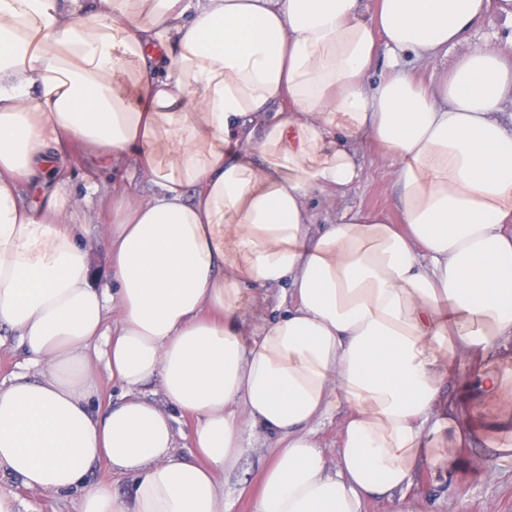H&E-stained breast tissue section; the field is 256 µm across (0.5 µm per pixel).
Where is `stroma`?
<instances>
[{
    "label": "stroma",
    "instance_id": "obj_1",
    "mask_svg": "<svg viewBox=\"0 0 512 512\" xmlns=\"http://www.w3.org/2000/svg\"><path fill=\"white\" fill-rule=\"evenodd\" d=\"M481 41L503 51L512 49V24L498 12H490L472 30L467 41L448 52L449 60L464 54L470 43ZM363 177L349 188L343 198L314 197L311 202L313 221L325 223L332 206L341 204L387 216L398 221L396 188L393 184V162L373 150L362 152ZM72 204L85 209V186L89 183L109 188L112 175L98 169L79 146L69 149L67 169ZM271 439L262 431L247 436V446L237 468L224 477V512H252L253 498L258 490ZM454 478L442 490L434 486L427 471H419L412 488L401 504L376 497L364 502L362 512H512V460L490 456L488 449L455 448ZM18 497V512H77L78 493L59 495L32 493L11 480L0 481Z\"/></svg>",
    "mask_w": 512,
    "mask_h": 512
}]
</instances>
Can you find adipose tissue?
Listing matches in <instances>:
<instances>
[{
    "label": "adipose tissue",
    "instance_id": "adipose-tissue-1",
    "mask_svg": "<svg viewBox=\"0 0 512 512\" xmlns=\"http://www.w3.org/2000/svg\"><path fill=\"white\" fill-rule=\"evenodd\" d=\"M493 10L512 20V0H0V330L24 354L0 381V474L80 491L79 512H224L257 428L253 512H362L418 470L448 482L442 379L467 362L462 405L504 408L489 447L511 451L512 61L476 43L415 75ZM73 144L150 194L113 184L100 222L67 207ZM367 144L395 162L398 223L340 207L314 229ZM272 287L279 316L249 322ZM98 355L124 394L96 411ZM155 378L190 456L140 394ZM341 408L332 466L314 431ZM103 458L122 493L87 487ZM175 416V422L173 423L177 433V450L184 456H190L191 453V431L192 422L183 417L182 414L176 409H167ZM247 442L237 468L224 476V512H252L272 439L256 430L247 434Z\"/></svg>",
    "mask_w": 512,
    "mask_h": 512
}]
</instances>
